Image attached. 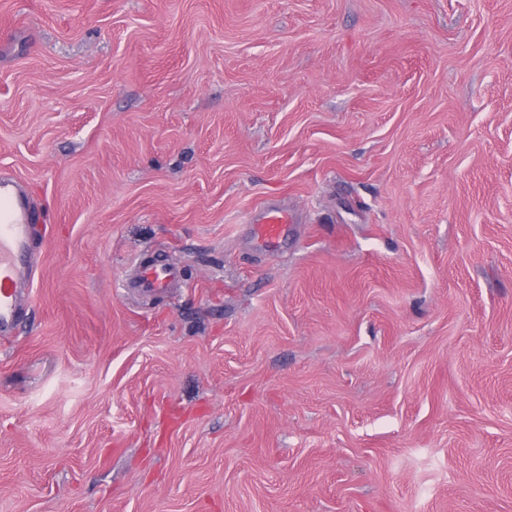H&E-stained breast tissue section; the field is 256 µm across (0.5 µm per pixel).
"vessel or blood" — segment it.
<instances>
[{"mask_svg": "<svg viewBox=\"0 0 512 512\" xmlns=\"http://www.w3.org/2000/svg\"><path fill=\"white\" fill-rule=\"evenodd\" d=\"M37 215L28 200L14 185L0 177V335L10 336L25 317L23 297L30 293L38 275L33 250V233ZM288 221L287 211L264 213L258 226L266 244H274L281 227ZM179 269L169 263H134L128 285L146 293L159 294L173 287Z\"/></svg>", "mask_w": 512, "mask_h": 512, "instance_id": "vessel-or-blood-1", "label": "vessel or blood"}]
</instances>
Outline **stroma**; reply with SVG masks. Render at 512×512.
<instances>
[{
	"instance_id": "1",
	"label": "stroma",
	"mask_w": 512,
	"mask_h": 512,
	"mask_svg": "<svg viewBox=\"0 0 512 512\" xmlns=\"http://www.w3.org/2000/svg\"><path fill=\"white\" fill-rule=\"evenodd\" d=\"M0 174V512H512V0H0ZM37 215L14 185L0 176V335L12 336L26 313L38 264L33 250ZM257 226L259 235L267 245H273L278 239L282 224L288 223V211L265 212ZM127 287L140 288L143 292L159 294L172 288L179 279V269L169 263L137 261L132 265Z\"/></svg>"
}]
</instances>
